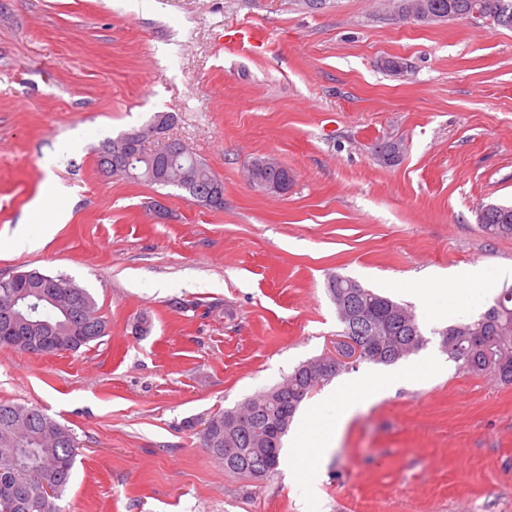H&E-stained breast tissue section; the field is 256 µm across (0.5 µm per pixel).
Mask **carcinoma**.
Masks as SVG:
<instances>
[{"label": "carcinoma", "instance_id": "obj_1", "mask_svg": "<svg viewBox=\"0 0 512 512\" xmlns=\"http://www.w3.org/2000/svg\"><path fill=\"white\" fill-rule=\"evenodd\" d=\"M472 0H423L438 21L462 19ZM143 158L136 161L125 178L150 185L175 187L187 193L205 208L198 190L204 188L213 172L192 153L187 152L173 165L164 164L162 150L141 148ZM250 181L269 191L272 182H293L288 168L278 165L258 169ZM224 209V205L215 207ZM492 238H512V206L490 208L480 222ZM20 278L30 283L58 282L56 302L36 301L31 311L32 323L23 326L25 342L0 337V346L32 355H55L76 352L106 335L107 323L98 314L91 293L62 275L38 270L23 271ZM351 278L342 277L333 288H326L336 307L340 324L353 311L369 322L365 335L357 337L363 355L360 363L391 365L419 352L427 339L412 308L383 293L363 286L349 287ZM456 353L451 357L465 373L489 375L504 384H512V288H505L494 305L476 319L450 325ZM332 381L320 375L306 360L288 373L277 385L236 405L241 418L215 424L201 436L208 453L224 463V471L238 479L261 481L278 473L263 472L268 460L281 465L283 439L288 434L301 403L320 387ZM14 437L20 449V468L9 471L3 462L0 446V512H61L56 500L70 483L79 455V445L71 429L36 407L0 401V440ZM37 468L53 479V494L41 495L40 483L24 475Z\"/></svg>", "mask_w": 512, "mask_h": 512}]
</instances>
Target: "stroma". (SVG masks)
<instances>
[{
    "mask_svg": "<svg viewBox=\"0 0 512 512\" xmlns=\"http://www.w3.org/2000/svg\"><path fill=\"white\" fill-rule=\"evenodd\" d=\"M395 5L0 0V275H67L107 323L75 353L0 346V400L79 442L62 512H512V385L449 361L421 300L433 276L483 264L485 282L451 301L460 322L512 285V239L477 222L512 204V30L402 22ZM242 25L265 43H222ZM158 112L223 181V210L99 170L101 142ZM393 140L402 159L383 164L374 148ZM267 156L292 171L288 193L247 181ZM51 175L68 192L42 216L50 235L12 250L38 235L21 217ZM336 273L412 306L427 346L374 401L387 369L341 373L368 383L330 456L231 477L203 420L333 344Z\"/></svg>",
    "mask_w": 512,
    "mask_h": 512,
    "instance_id": "obj_1",
    "label": "stroma"
}]
</instances>
